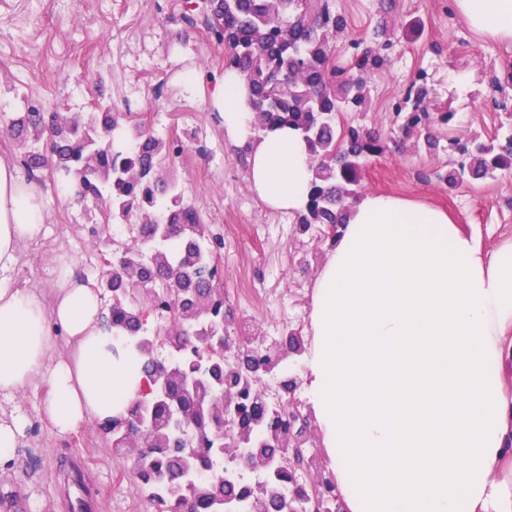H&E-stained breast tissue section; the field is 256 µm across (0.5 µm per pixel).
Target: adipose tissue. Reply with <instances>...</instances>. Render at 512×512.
I'll return each instance as SVG.
<instances>
[{"instance_id": "1", "label": "adipose tissue", "mask_w": 512, "mask_h": 512, "mask_svg": "<svg viewBox=\"0 0 512 512\" xmlns=\"http://www.w3.org/2000/svg\"><path fill=\"white\" fill-rule=\"evenodd\" d=\"M479 36L512 41V0H454ZM226 133L249 148L254 194L291 213L309 197L305 143L288 128L258 135L240 75L209 96ZM45 235L34 182L0 156V272ZM51 293L0 288V399L44 389L58 435L120 415L142 382L141 355L102 326L95 283L59 256ZM304 396L324 433L348 512H512L499 479L512 432L502 377L512 335V240L485 254L448 211L370 193L315 281ZM68 353L53 358L58 344Z\"/></svg>"}]
</instances>
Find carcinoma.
Returning a JSON list of instances; mask_svg holds the SVG:
<instances>
[{
    "label": "carcinoma",
    "mask_w": 512,
    "mask_h": 512,
    "mask_svg": "<svg viewBox=\"0 0 512 512\" xmlns=\"http://www.w3.org/2000/svg\"><path fill=\"white\" fill-rule=\"evenodd\" d=\"M200 14L208 38L224 47V69L244 79L258 132L289 125L307 144L312 170L310 198L299 212L302 232L343 226L345 200L363 192L364 162L380 150L369 129L349 127L338 135L336 114L365 103L368 80L388 62L392 43L356 54V74L342 76L332 64L330 43L345 28L331 0H202ZM425 85L395 106V121L416 134L428 152L457 153V167L435 174L454 186L464 176L496 177L512 170V125L492 140L478 136L444 145L432 137L433 121L448 123L450 112H420ZM10 111L0 113L10 137L22 149L25 177L47 172L54 186L74 191L78 203L104 209L112 223L132 224V242L112 268L98 278L101 297L111 305L106 325L114 336H151L153 322L172 318L177 367L168 375L167 395L149 408L152 427L133 455L141 499L154 512H224L225 501L246 504L224 477V449L251 448L286 457L279 447L288 432V413L268 405L250 370L259 364L277 371L284 363L249 336H232L226 326L223 270L213 256L224 248L201 211L184 194L171 167L182 142L166 139L116 112L101 99L89 111L59 123L21 88L0 84ZM204 370L190 389L186 379ZM236 408L224 411L226 393ZM186 419L190 447L172 440V411ZM121 423L104 421L99 430L115 450L126 452ZM22 497L10 482L0 483V504Z\"/></svg>",
    "instance_id": "1"
}]
</instances>
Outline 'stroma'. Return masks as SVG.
Here are the masks:
<instances>
[{
    "mask_svg": "<svg viewBox=\"0 0 512 512\" xmlns=\"http://www.w3.org/2000/svg\"><path fill=\"white\" fill-rule=\"evenodd\" d=\"M347 27L333 43L332 61L352 67L353 45L373 43L387 30L394 43L389 63L369 84L364 111L341 113L339 130L364 126L379 133L382 151L362 169L366 192H384L448 209L463 230L492 252L512 239V171L467 179L450 187L435 182L437 169L450 168L447 153L433 154L392 128L394 103L425 78V112L447 111L453 120L434 127L441 141L479 136L492 139L512 115V43L473 35L454 9V0H334ZM188 0H0V80L32 92L48 109L85 112L99 95L126 111L125 89L137 83L140 100L133 119L162 137L176 129L194 132L173 169L186 197L224 237V304L231 335L275 336L284 327L310 338L313 286L330 250L319 233L300 234L295 215L266 207L253 193L248 167L239 160L218 113L209 109L208 75L223 72L224 49L202 28L187 30ZM189 33L188 44L177 41ZM191 72L193 84L181 79ZM46 235L21 246L18 261L0 286L50 290L59 276L58 255H68L71 272L95 280L96 251L111 254L116 242H93L88 214L72 192L39 189ZM41 393H23L28 426L17 454L18 471L4 478L28 498L29 512H57L61 463L84 456L87 476L102 491L99 512H147L135 493L132 460L108 448L95 425L55 435L38 414Z\"/></svg>",
    "mask_w": 512,
    "mask_h": 512,
    "instance_id": "stroma-1",
    "label": "stroma"
}]
</instances>
